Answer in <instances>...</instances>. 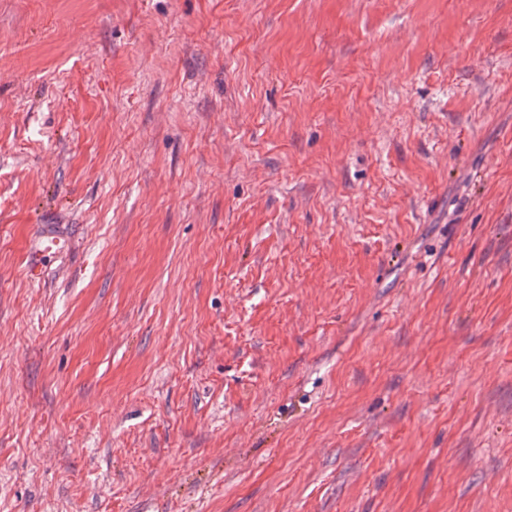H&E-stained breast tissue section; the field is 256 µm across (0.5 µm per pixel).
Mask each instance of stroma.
<instances>
[{"instance_id":"obj_1","label":"stroma","mask_w":512,"mask_h":512,"mask_svg":"<svg viewBox=\"0 0 512 512\" xmlns=\"http://www.w3.org/2000/svg\"><path fill=\"white\" fill-rule=\"evenodd\" d=\"M0 512H512V0H0Z\"/></svg>"}]
</instances>
